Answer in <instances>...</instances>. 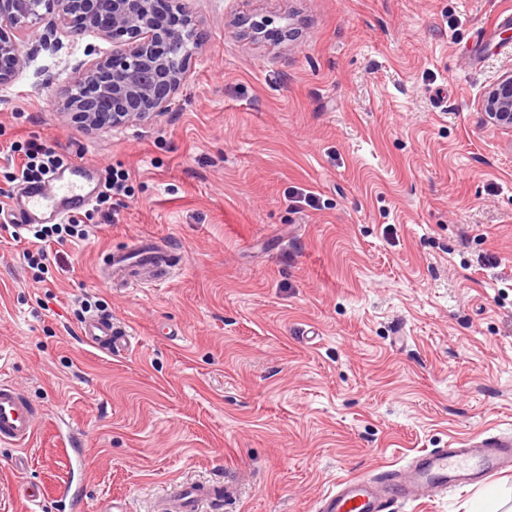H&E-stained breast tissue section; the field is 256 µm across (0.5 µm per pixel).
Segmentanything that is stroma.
Returning a JSON list of instances; mask_svg holds the SVG:
<instances>
[{
	"instance_id": "stroma-1",
	"label": "stroma",
	"mask_w": 512,
	"mask_h": 512,
	"mask_svg": "<svg viewBox=\"0 0 512 512\" xmlns=\"http://www.w3.org/2000/svg\"><path fill=\"white\" fill-rule=\"evenodd\" d=\"M202 36L168 112L90 132L61 104L92 51L30 40L0 89V147L38 137L121 166L132 195L84 241L0 235V382L39 412L0 444V512H152L167 483L220 481L224 512H314L336 483L480 431H512V131L482 100L512 72V0H190ZM258 14L282 41L254 43ZM312 193L315 205L303 203ZM165 239V283L111 289L109 251ZM132 335L83 343L82 301ZM83 437L76 470L57 422ZM26 457L23 473L13 465ZM45 496L30 508L20 485ZM487 486L405 512H470ZM271 20L264 16L252 15L241 20L240 27H243L244 35L255 41L266 40L273 32L268 29Z\"/></svg>"
}]
</instances>
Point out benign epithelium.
Returning a JSON list of instances; mask_svg holds the SVG:
<instances>
[{
    "instance_id": "benign-epithelium-1",
    "label": "benign epithelium",
    "mask_w": 512,
    "mask_h": 512,
    "mask_svg": "<svg viewBox=\"0 0 512 512\" xmlns=\"http://www.w3.org/2000/svg\"><path fill=\"white\" fill-rule=\"evenodd\" d=\"M77 34L112 41V51L85 64L65 94L63 109L91 131L147 122L166 111L184 86L189 56L185 45H199L189 0H0V88L23 70L29 38L48 17ZM271 20H241L243 33L267 39ZM497 129H512V76L499 79L483 99Z\"/></svg>"
}]
</instances>
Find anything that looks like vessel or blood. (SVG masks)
Masks as SVG:
<instances>
[{"label": "vessel or blood", "mask_w": 512, "mask_h": 512, "mask_svg": "<svg viewBox=\"0 0 512 512\" xmlns=\"http://www.w3.org/2000/svg\"><path fill=\"white\" fill-rule=\"evenodd\" d=\"M97 170L86 162L69 164L45 182L25 186L11 205L16 236L34 225L60 223L91 203ZM176 258L169 246L153 239L137 247L108 252L101 281L110 288L156 285L174 270ZM83 339L107 354L128 350L131 334L111 322L91 316L82 327ZM37 410L10 383L0 382V444L24 448L36 430ZM512 471V434L479 433L457 447L435 448L416 455L402 469H379L368 476L341 481L316 504V512H399V507L423 495L444 496L448 491L492 480ZM221 486L170 483L161 512H220Z\"/></svg>", "instance_id": "vessel-or-blood-1"}]
</instances>
